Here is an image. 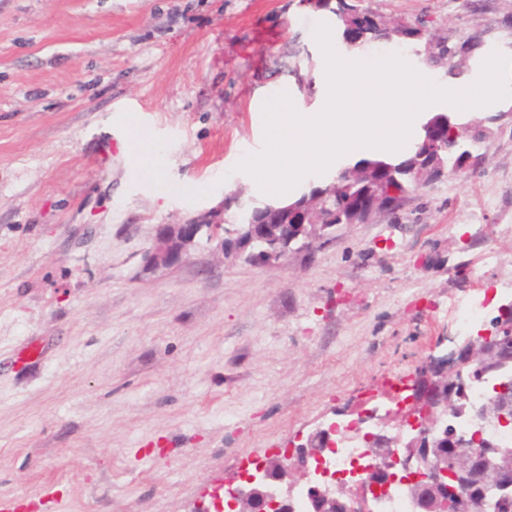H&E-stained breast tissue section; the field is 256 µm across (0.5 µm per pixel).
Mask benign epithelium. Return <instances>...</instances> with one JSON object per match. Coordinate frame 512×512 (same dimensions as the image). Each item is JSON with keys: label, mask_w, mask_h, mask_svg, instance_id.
I'll return each instance as SVG.
<instances>
[{"label": "benign epithelium", "mask_w": 512, "mask_h": 512, "mask_svg": "<svg viewBox=\"0 0 512 512\" xmlns=\"http://www.w3.org/2000/svg\"><path fill=\"white\" fill-rule=\"evenodd\" d=\"M512 121V113L473 117L469 134L479 144L491 137L490 123ZM424 148L433 157L428 166H415L411 172L412 192L418 193L432 185L437 175L446 172L445 142L433 138L424 141ZM336 196L335 186H329L318 197L302 205L290 206L296 220L281 226L278 247L274 250L254 251L260 240L256 225L269 224L253 217H244L229 224L214 209L202 211L183 224H158L147 254L148 266L157 270L186 261L197 246L198 239L206 236L215 243V249L226 258L243 259L259 266H269L284 260L291 246L305 247L315 240L334 239V217L322 209V201ZM408 195L398 202L384 198H368L357 204V210L367 215H377L386 210L397 211L404 207ZM441 350L429 354L418 376L408 379L401 386L403 395L396 402V409L384 413L374 408L363 413L360 423L367 425V439L383 444L386 464L381 472L370 474L350 486L334 490L315 479L314 463L324 458L332 448L331 434L335 424L319 428L298 445L284 459L267 460L255 467V472L237 474L224 481V496L213 502L212 508L201 512H289V499L300 484L307 485V495L315 512H336V501H341L343 512H374L379 494L391 483L398 482L407 490L416 512L426 510L420 498V487L437 486L448 479L449 468L471 456L470 448L479 444L483 434L477 429L462 434L450 423L455 417L456 403L441 395V384L431 379L440 372L460 379L472 375L475 369L497 374V393L512 390V303L501 308L490 327L475 336L463 337L451 349L439 342ZM484 420L493 418L499 425L512 424V404L493 398L480 409ZM490 490L500 500H512V468L493 473Z\"/></svg>", "instance_id": "benign-epithelium-1"}]
</instances>
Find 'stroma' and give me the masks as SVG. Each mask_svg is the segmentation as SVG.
Here are the masks:
<instances>
[{
	"label": "stroma",
	"mask_w": 512,
	"mask_h": 512,
	"mask_svg": "<svg viewBox=\"0 0 512 512\" xmlns=\"http://www.w3.org/2000/svg\"><path fill=\"white\" fill-rule=\"evenodd\" d=\"M512 56V0H364ZM289 0H0V499L21 512H194L225 476L318 426L392 408L442 336L512 302V124L482 168L341 224L271 266L154 228L257 200L240 159L261 99L317 55ZM164 168L128 158L129 120Z\"/></svg>",
	"instance_id": "1"
}]
</instances>
